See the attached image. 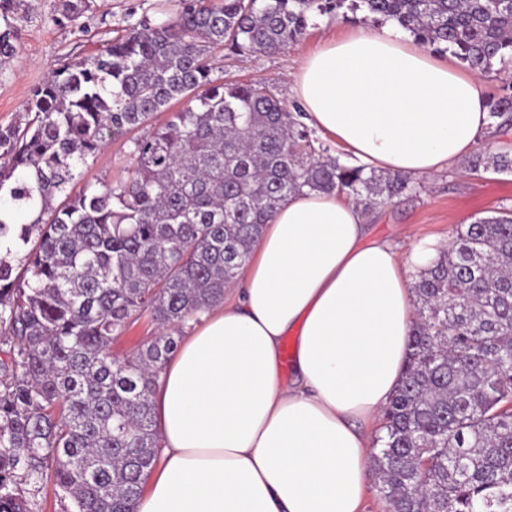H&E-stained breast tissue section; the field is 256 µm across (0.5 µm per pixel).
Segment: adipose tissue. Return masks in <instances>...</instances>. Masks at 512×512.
I'll return each mask as SVG.
<instances>
[{"label": "adipose tissue", "mask_w": 512, "mask_h": 512, "mask_svg": "<svg viewBox=\"0 0 512 512\" xmlns=\"http://www.w3.org/2000/svg\"><path fill=\"white\" fill-rule=\"evenodd\" d=\"M292 91L310 126L395 173L440 172L491 123L479 73L395 23L305 53ZM231 292L159 376L137 512H361L369 428L402 382L414 321L396 246L349 199L305 192L262 226Z\"/></svg>", "instance_id": "1"}]
</instances>
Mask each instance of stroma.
I'll return each instance as SVG.
<instances>
[{
	"label": "stroma",
	"instance_id": "obj_1",
	"mask_svg": "<svg viewBox=\"0 0 512 512\" xmlns=\"http://www.w3.org/2000/svg\"><path fill=\"white\" fill-rule=\"evenodd\" d=\"M61 0H32L29 8L14 16L18 35L17 56L0 65V123L26 120L24 105L33 87L42 82L64 58L95 55L112 39L125 34L129 24L141 18L159 23L165 14L176 13L177 0H90V9L78 24L59 26L54 22ZM366 11L341 9L338 17H312L300 41L275 53H254L232 59L216 58V75L227 80L259 81L287 102H294L290 75L302 55L341 29L373 25ZM130 164L129 145L118 140L80 168L71 185L80 191L100 180L119 182ZM420 193L405 196L376 208L365 221L373 236L390 240L400 255L423 241L448 242L453 227L502 209H512V174L472 173L460 163L420 177Z\"/></svg>",
	"mask_w": 512,
	"mask_h": 512
}]
</instances>
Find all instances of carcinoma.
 Returning <instances> with one entry per match:
<instances>
[{"label": "carcinoma", "mask_w": 512, "mask_h": 512, "mask_svg": "<svg viewBox=\"0 0 512 512\" xmlns=\"http://www.w3.org/2000/svg\"><path fill=\"white\" fill-rule=\"evenodd\" d=\"M422 46L488 73L512 65V0H351ZM346 0H179L82 60H63L0 125V512H137L157 444L151 396L178 346L112 344L147 317L183 325L224 297L261 226L290 195L342 193L367 212L415 189L410 176L347 165L259 82L214 75L227 57L295 44L312 15ZM0 0V65L17 53ZM89 0H61L76 23ZM466 170L512 173V95ZM169 113L158 125L155 117ZM132 164L114 185L67 193L116 138ZM418 313L404 379L373 454L387 512H512V210L452 229L413 285Z\"/></svg>", "instance_id": "1"}]
</instances>
